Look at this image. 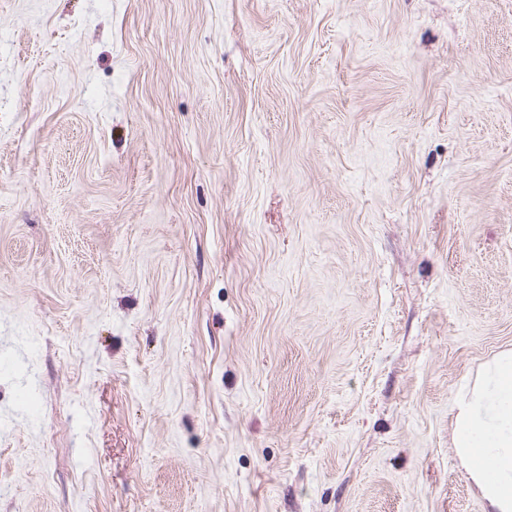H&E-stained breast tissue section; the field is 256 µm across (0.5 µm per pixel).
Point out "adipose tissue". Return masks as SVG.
Masks as SVG:
<instances>
[{"instance_id":"ef3b65f1","label":"adipose tissue","mask_w":512,"mask_h":512,"mask_svg":"<svg viewBox=\"0 0 512 512\" xmlns=\"http://www.w3.org/2000/svg\"><path fill=\"white\" fill-rule=\"evenodd\" d=\"M455 448L493 512H512V351L484 365L456 418Z\"/></svg>"}]
</instances>
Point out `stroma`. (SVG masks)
<instances>
[{
    "label": "stroma",
    "instance_id": "stroma-1",
    "mask_svg": "<svg viewBox=\"0 0 512 512\" xmlns=\"http://www.w3.org/2000/svg\"><path fill=\"white\" fill-rule=\"evenodd\" d=\"M512 0H0V512H489ZM455 448L491 512H512V351L484 365L456 418Z\"/></svg>",
    "mask_w": 512,
    "mask_h": 512
}]
</instances>
